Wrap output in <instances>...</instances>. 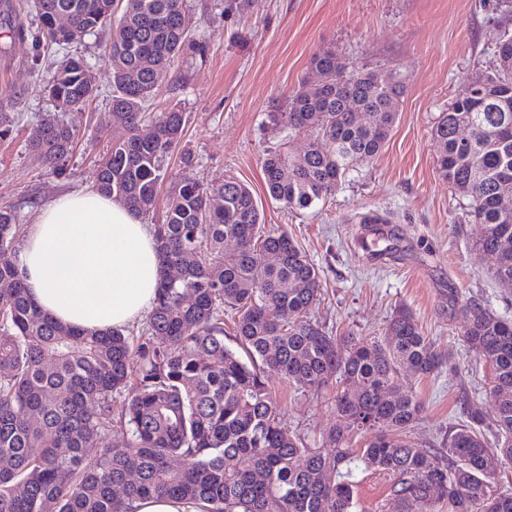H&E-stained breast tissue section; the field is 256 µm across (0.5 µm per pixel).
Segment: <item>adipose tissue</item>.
I'll return each mask as SVG.
<instances>
[{"mask_svg": "<svg viewBox=\"0 0 512 512\" xmlns=\"http://www.w3.org/2000/svg\"><path fill=\"white\" fill-rule=\"evenodd\" d=\"M18 267L54 320L89 330L139 320L156 303L161 275L153 230L94 189L57 196L39 210Z\"/></svg>", "mask_w": 512, "mask_h": 512, "instance_id": "adipose-tissue-1", "label": "adipose tissue"}]
</instances>
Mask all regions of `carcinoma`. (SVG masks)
<instances>
[{
  "label": "carcinoma",
  "instance_id": "1",
  "mask_svg": "<svg viewBox=\"0 0 512 512\" xmlns=\"http://www.w3.org/2000/svg\"><path fill=\"white\" fill-rule=\"evenodd\" d=\"M46 48L65 50L109 27V118L124 130L98 164L97 188L142 217L166 179L186 116L152 112L162 75L203 43L184 25L183 0H37ZM272 123L305 133V151L276 147L263 169L269 195L308 209L353 167L375 159L398 117L406 79L393 68H363L323 50ZM83 57L67 54L48 80L61 109L96 95ZM153 135L140 134L143 124ZM468 127L470 139L457 130ZM74 130L57 114L40 118L29 147L62 169ZM437 166L468 200L476 246L494 256L493 278L512 288V37L497 64L455 90L433 128ZM20 218L0 206V512H120L122 501L172 496L208 503L207 512H355L350 465L387 474L394 512H512L487 459L512 463V320L467 307L462 337L491 370L497 443L463 424L444 463L410 440L423 406L396 376L427 378L442 361L414 317L397 313L377 340H342L310 316L320 271L287 232L264 231L250 188L227 175L210 188L175 183L155 226L162 268L156 304L140 336L67 326L28 296L20 277ZM234 239V251L224 242ZM237 315L224 342V309ZM273 371L299 389L336 381L338 423L311 448L283 424L265 382ZM122 397L113 424L112 402ZM111 427L118 444L97 443ZM368 433L364 447L348 441ZM96 449L90 458L87 449ZM249 466H241L242 460Z\"/></svg>",
  "mask_w": 512,
  "mask_h": 512
}]
</instances>
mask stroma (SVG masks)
Wrapping results in <instances>:
<instances>
[{
  "mask_svg": "<svg viewBox=\"0 0 512 512\" xmlns=\"http://www.w3.org/2000/svg\"><path fill=\"white\" fill-rule=\"evenodd\" d=\"M3 10L12 12L24 35L0 32V103L15 117L11 133L0 137V205L15 208L25 227L53 198L94 187L96 165L120 129L107 117L112 71L103 59L110 39L105 30L74 47L89 62L97 93L65 114L76 131L71 154L58 172L37 160L28 140L39 116L56 109L46 81L47 63L57 55H37L33 0H0ZM184 18L205 52L181 58L159 83L155 111L175 107L186 114L180 154L170 160L161 192L185 177L212 185L227 175L242 180L266 229L288 232L319 269L321 301L311 316L329 335L380 337L405 309L440 354L435 376L400 375L424 406L412 441L447 458L449 435L471 411L482 414L480 430L493 438L490 371L468 349L461 329L472 303L512 320V289L495 282L494 257L476 247L467 201L450 191L437 169L432 130L454 91L495 64L498 41L512 35V0H250L229 15L215 9L214 0H185ZM325 49L364 67L398 69L407 89L379 156L353 167L313 208L290 211L269 196L263 162L279 142L300 151L308 139L273 128L267 114L312 78L311 59ZM185 153L192 166L183 164ZM372 214L395 233L392 254L380 259L363 244ZM268 386L285 426L307 445L321 444L336 422L335 385L308 391L272 374ZM353 480L357 512L389 503L386 476L361 466Z\"/></svg>",
  "mask_w": 512,
  "mask_h": 512,
  "instance_id": "obj_1",
  "label": "stroma"
}]
</instances>
